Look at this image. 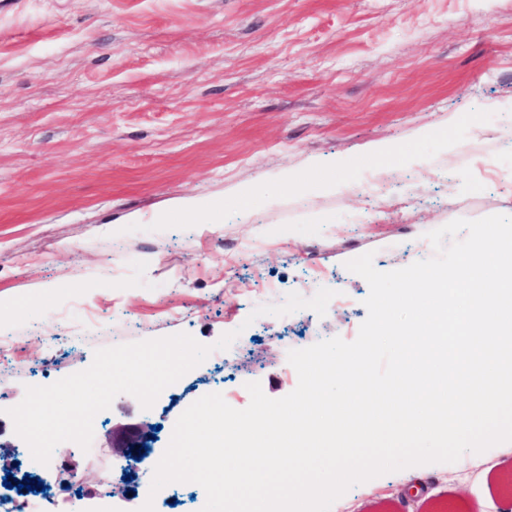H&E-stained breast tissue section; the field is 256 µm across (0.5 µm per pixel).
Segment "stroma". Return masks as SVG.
I'll return each instance as SVG.
<instances>
[{"label": "stroma", "instance_id": "35a3bbf8", "mask_svg": "<svg viewBox=\"0 0 512 512\" xmlns=\"http://www.w3.org/2000/svg\"><path fill=\"white\" fill-rule=\"evenodd\" d=\"M385 143L403 154L375 160ZM186 198L221 222L159 221ZM493 214L512 215V0H0V476L202 512L200 485L154 496L151 471L125 473L113 427L156 425L157 462L201 397L287 395L290 350L353 341L367 317L348 261L403 268L433 257L429 232ZM322 288L325 316L252 315ZM177 333L211 353L150 409L118 395L90 452L61 443L70 468L33 460L8 414L26 387ZM510 476L493 447L418 470L412 498L403 470L355 485L336 512H512Z\"/></svg>", "mask_w": 512, "mask_h": 512}]
</instances>
